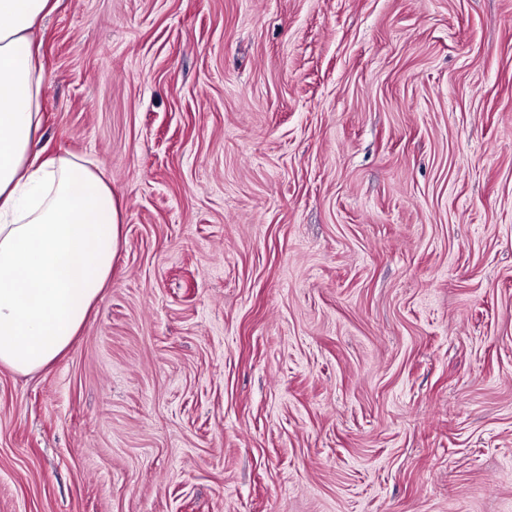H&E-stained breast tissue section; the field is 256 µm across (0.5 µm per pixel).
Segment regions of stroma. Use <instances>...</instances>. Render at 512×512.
<instances>
[{
    "instance_id": "stroma-1",
    "label": "stroma",
    "mask_w": 512,
    "mask_h": 512,
    "mask_svg": "<svg viewBox=\"0 0 512 512\" xmlns=\"http://www.w3.org/2000/svg\"><path fill=\"white\" fill-rule=\"evenodd\" d=\"M36 150L112 276L0 367V512H512V0H58Z\"/></svg>"
}]
</instances>
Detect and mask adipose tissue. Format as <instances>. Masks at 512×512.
I'll use <instances>...</instances> for the list:
<instances>
[{
	"label": "adipose tissue",
	"instance_id": "ef3b65f1",
	"mask_svg": "<svg viewBox=\"0 0 512 512\" xmlns=\"http://www.w3.org/2000/svg\"><path fill=\"white\" fill-rule=\"evenodd\" d=\"M55 7L0 0V365L23 374L77 336L121 235L101 174L32 149L47 86L35 30Z\"/></svg>",
	"mask_w": 512,
	"mask_h": 512
}]
</instances>
